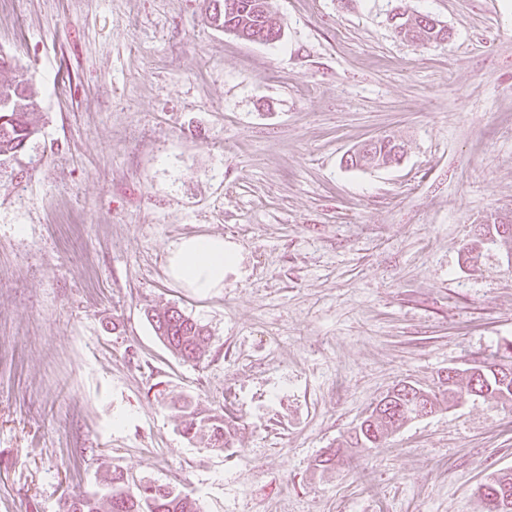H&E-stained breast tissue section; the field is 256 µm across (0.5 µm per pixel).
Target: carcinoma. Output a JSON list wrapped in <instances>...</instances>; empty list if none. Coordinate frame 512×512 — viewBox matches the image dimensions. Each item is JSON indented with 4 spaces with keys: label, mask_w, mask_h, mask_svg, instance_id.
<instances>
[{
    "label": "carcinoma",
    "mask_w": 512,
    "mask_h": 512,
    "mask_svg": "<svg viewBox=\"0 0 512 512\" xmlns=\"http://www.w3.org/2000/svg\"><path fill=\"white\" fill-rule=\"evenodd\" d=\"M235 13L224 20L235 30L249 32L266 30V37H275L272 17L255 9V0H236ZM40 103L31 87V80L21 74L13 81L0 82V174L7 172L19 157L29 155L38 133L37 115ZM156 336L170 352L183 361L199 362L209 353V333L205 326L176 307L153 309L147 312ZM512 371L508 362H492L475 366L476 373L457 378L443 390L431 392V408L456 403L470 395L476 388L483 399L501 406H512V380L504 383L497 377L496 368ZM408 394H395L389 404L374 408L357 426L355 435L339 446L346 454L350 448H380L387 440L394 425H403L409 420ZM182 419L183 435L188 439L207 438L214 448L228 449L233 446L234 428L224 416L206 414L193 402L185 400L174 405ZM103 494L75 495L65 502L64 512H199L197 504L189 495L167 488L159 496L152 492V484L130 485L124 473L112 470L106 479Z\"/></svg>",
    "instance_id": "obj_1"
}]
</instances>
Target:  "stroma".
<instances>
[{
	"label": "stroma",
	"mask_w": 512,
	"mask_h": 512,
	"mask_svg": "<svg viewBox=\"0 0 512 512\" xmlns=\"http://www.w3.org/2000/svg\"><path fill=\"white\" fill-rule=\"evenodd\" d=\"M209 0H0V53L41 101L39 160L0 179V512H62L113 467L201 512H479L512 470V406L467 399L331 471L395 384L512 356V271L461 264L476 225L512 222L506 0H271L254 43ZM448 42L399 38L395 8ZM380 136L400 164L346 155ZM221 235L240 272L199 297L171 247ZM205 325L201 362L145 317ZM190 397L237 424L187 439Z\"/></svg>",
	"instance_id": "1"
}]
</instances>
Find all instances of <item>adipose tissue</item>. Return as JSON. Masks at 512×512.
<instances>
[{"label":"adipose tissue","mask_w":512,"mask_h":512,"mask_svg":"<svg viewBox=\"0 0 512 512\" xmlns=\"http://www.w3.org/2000/svg\"><path fill=\"white\" fill-rule=\"evenodd\" d=\"M240 258L235 245L220 235L181 238L171 250L167 275L180 287L206 297L221 293L227 273L237 272Z\"/></svg>","instance_id":"1"}]
</instances>
